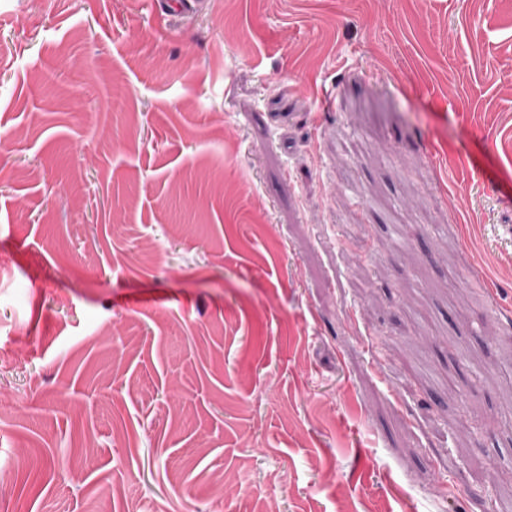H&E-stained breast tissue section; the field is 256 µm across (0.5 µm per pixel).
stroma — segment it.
Listing matches in <instances>:
<instances>
[{
	"instance_id": "obj_1",
	"label": "stroma",
	"mask_w": 512,
	"mask_h": 512,
	"mask_svg": "<svg viewBox=\"0 0 512 512\" xmlns=\"http://www.w3.org/2000/svg\"><path fill=\"white\" fill-rule=\"evenodd\" d=\"M511 494L512 0H0V512Z\"/></svg>"
}]
</instances>
